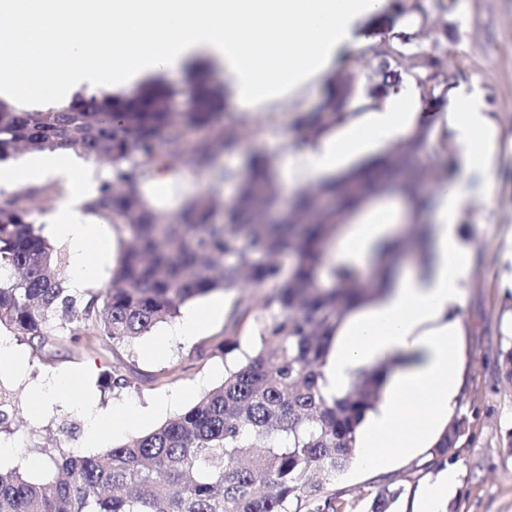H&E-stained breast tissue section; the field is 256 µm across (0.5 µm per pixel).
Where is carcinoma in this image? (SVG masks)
<instances>
[{
  "label": "carcinoma",
  "instance_id": "obj_1",
  "mask_svg": "<svg viewBox=\"0 0 512 512\" xmlns=\"http://www.w3.org/2000/svg\"><path fill=\"white\" fill-rule=\"evenodd\" d=\"M421 34L400 31L365 43L362 54L380 61L383 80L365 88L364 100L378 101L403 72L425 108L446 100V57L428 51ZM181 96L191 99L190 111L172 110ZM353 100V82H340L322 110L334 117ZM222 107L224 98L204 86H150L131 98L81 95L37 112L0 100V161L21 147L80 150L105 161L107 177L84 207L132 240L112 271V287L80 304L64 285L65 257L30 219L29 194L0 201V326L29 345L41 350L49 343L51 322L76 335L77 324L91 320L106 340L130 347L196 297L235 289L244 278L258 287L281 283L265 301L260 346L222 384L130 443L92 456L60 453L38 482L0 472V512H300L290 505L304 498L306 512H348L344 491L324 485L348 466L357 429L379 400L383 371H360L339 396L322 392L336 329L374 293L355 268L325 265L322 245L347 211L379 188L399 193L415 211L428 206L423 179L448 178V144L432 142L423 127L387 154L302 193L285 211L273 208L275 162L262 154L250 156L243 171H224L237 193L224 204L220 224L211 218L216 204L209 193L186 201L175 215L155 206L145 186L163 177L172 159L188 154L203 169L215 145L229 152L248 136L224 129L214 144L186 147L185 131L208 124ZM423 153L427 163L411 179L397 180L398 170ZM282 255L292 258L286 273ZM498 357L500 371L512 379V337ZM125 366L112 371L114 391L130 386ZM468 428L466 415H454L431 459L416 470L425 475L447 467L448 451ZM404 493L403 486H381L369 512H392Z\"/></svg>",
  "mask_w": 512,
  "mask_h": 512
}]
</instances>
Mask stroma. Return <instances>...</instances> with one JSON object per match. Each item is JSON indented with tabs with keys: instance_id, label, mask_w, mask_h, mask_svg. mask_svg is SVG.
Returning a JSON list of instances; mask_svg holds the SVG:
<instances>
[{
	"instance_id": "35a3bbf8",
	"label": "stroma",
	"mask_w": 512,
	"mask_h": 512,
	"mask_svg": "<svg viewBox=\"0 0 512 512\" xmlns=\"http://www.w3.org/2000/svg\"><path fill=\"white\" fill-rule=\"evenodd\" d=\"M425 32L426 44L447 51L453 86L476 87L485 111L499 126L490 187L494 206L469 204L458 226L474 266L461 309L462 388L457 407L467 415L470 428L448 452L456 483L445 512H512V449L506 446L512 429V382L496 364L502 337L512 333V297L500 286L502 275L512 272V261L504 257L512 236V0H452L447 13L432 12ZM324 94L323 86L314 87L306 103L287 117L251 130L236 151L218 153L211 169L199 170L186 156L175 161L169 177L184 183L186 192L171 198L154 183L147 189L150 200L171 213L187 198L211 189L220 199L231 200L236 186L224 181V169L243 168L253 153L284 163L294 143L306 135L300 117H316ZM275 289L270 283L222 292L223 316L195 336L173 335V323H161L129 351L103 341L90 323L75 335L52 329V343L39 353L1 327L0 335L10 339L23 367L0 369V386L9 390L15 405L0 422V469L9 470L10 460L21 457L28 462L23 476L38 480L49 465L48 453L76 448L93 455L106 446L131 442L184 412L223 381L226 369L253 351L258 324L266 314L265 300ZM243 295L249 296L250 308L238 318L234 310ZM231 341L237 344L232 351L227 348ZM128 352L136 370L133 383L119 392L110 390L106 380L116 358ZM95 414L100 417L96 423L91 420ZM116 415L127 419L118 431L112 428ZM17 439L36 442L37 447L20 452L12 446ZM411 469L407 460L393 461L381 475L351 465L337 476L336 486L345 491L351 512H367L383 481L405 485L395 512H413L425 482L411 480Z\"/></svg>"
}]
</instances>
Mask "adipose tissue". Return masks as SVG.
Here are the masks:
<instances>
[{
    "label": "adipose tissue",
    "mask_w": 512,
    "mask_h": 512,
    "mask_svg": "<svg viewBox=\"0 0 512 512\" xmlns=\"http://www.w3.org/2000/svg\"><path fill=\"white\" fill-rule=\"evenodd\" d=\"M385 0H0V97L27 88L33 101L52 106L83 88L133 95L150 76L203 57L218 68L242 119L259 124L284 115L311 85L356 44V30ZM153 34L143 37L144 21ZM39 54L25 67L17 48ZM419 96L412 87L375 108L346 112L290 154L289 186L336 175L343 158L409 140L419 128ZM440 128H452L462 158L459 177L436 190L426 259L394 274L372 303L350 313L336 332L324 368L326 395L343 393L364 368L402 358L385 379L381 398L357 431L358 466L384 471L394 458L410 459L434 447L459 393L462 327L458 311L473 278L457 236L465 206L488 198L498 137L489 113L472 94L458 93ZM64 178L70 199L46 226L65 244L79 273L80 293L98 278L96 253L107 261L112 240L82 208L86 189L103 174L67 152L44 157L28 172L0 169V185ZM400 211L385 204L355 211L328 242L325 260L338 267L375 262L397 231Z\"/></svg>",
    "instance_id": "1"
}]
</instances>
